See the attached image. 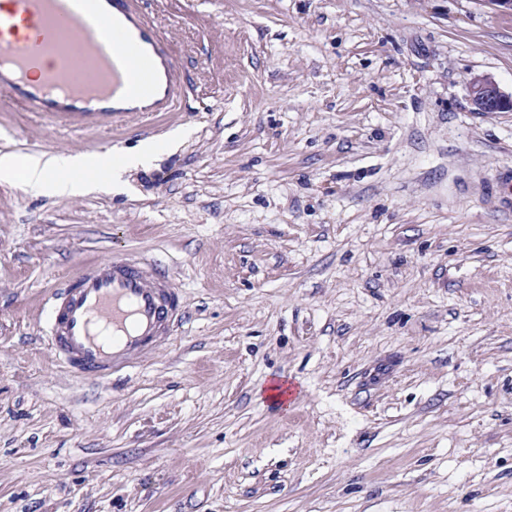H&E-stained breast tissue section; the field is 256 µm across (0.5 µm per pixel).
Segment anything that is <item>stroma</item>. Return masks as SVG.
Returning <instances> with one entry per match:
<instances>
[{"label": "stroma", "mask_w": 512, "mask_h": 512, "mask_svg": "<svg viewBox=\"0 0 512 512\" xmlns=\"http://www.w3.org/2000/svg\"><path fill=\"white\" fill-rule=\"evenodd\" d=\"M198 73L120 187L0 183V512H512V14L490 0H154ZM0 108V152L144 140ZM171 275L169 344L45 343L98 262ZM292 383L283 407L255 398ZM469 98L476 112H512V94H504L488 75L475 76L469 83Z\"/></svg>", "instance_id": "stroma-1"}]
</instances>
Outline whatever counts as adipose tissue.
Returning a JSON list of instances; mask_svg holds the SVG:
<instances>
[{
	"instance_id": "adipose-tissue-1",
	"label": "adipose tissue",
	"mask_w": 512,
	"mask_h": 512,
	"mask_svg": "<svg viewBox=\"0 0 512 512\" xmlns=\"http://www.w3.org/2000/svg\"><path fill=\"white\" fill-rule=\"evenodd\" d=\"M161 149L153 140L116 155L76 153L68 155L14 152L0 153V181L34 195H77L101 189L102 181L87 177L90 169H103L113 180L147 164Z\"/></svg>"
}]
</instances>
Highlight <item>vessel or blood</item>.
<instances>
[{
  "instance_id": "b4317fda",
  "label": "vessel or blood",
  "mask_w": 512,
  "mask_h": 512,
  "mask_svg": "<svg viewBox=\"0 0 512 512\" xmlns=\"http://www.w3.org/2000/svg\"><path fill=\"white\" fill-rule=\"evenodd\" d=\"M0 13V97L70 131H108L174 111L195 74L147 0H8ZM181 290L140 259L101 262L62 283L47 343L67 367L105 378L156 352Z\"/></svg>"
}]
</instances>
